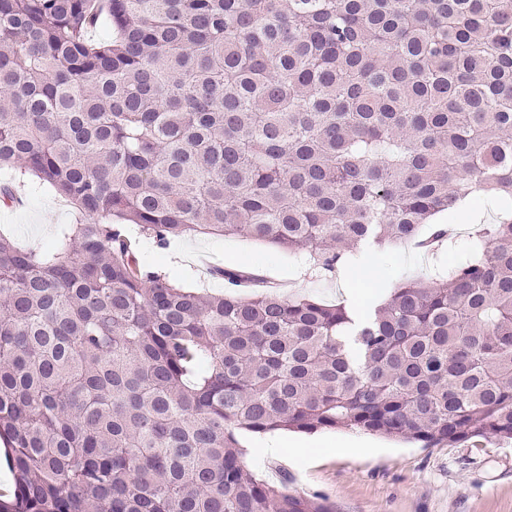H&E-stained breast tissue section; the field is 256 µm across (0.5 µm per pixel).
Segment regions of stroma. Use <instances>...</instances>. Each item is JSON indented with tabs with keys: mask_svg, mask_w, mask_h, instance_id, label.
Instances as JSON below:
<instances>
[{
	"mask_svg": "<svg viewBox=\"0 0 512 512\" xmlns=\"http://www.w3.org/2000/svg\"><path fill=\"white\" fill-rule=\"evenodd\" d=\"M20 204L0 203V232L23 246L52 241L58 225L72 223L74 212L53 189L22 188ZM500 217L490 204L476 200L464 214H439L438 223L456 229L451 249L428 253L410 245L369 252L353 270L327 272L292 253L242 236L189 234L158 249L136 225L127 234L139 240L143 261L164 271L178 285L221 294L225 283L214 267L244 268L263 278L283 299L313 297L368 306L395 283L415 277L443 279L448 267L466 252L481 225ZM245 470L265 482L327 500L336 512H512V440L494 439L454 448L405 443L357 429L340 427L312 433L285 431L298 451L269 452L270 435L236 430Z\"/></svg>",
	"mask_w": 512,
	"mask_h": 512,
	"instance_id": "stroma-1",
	"label": "stroma"
}]
</instances>
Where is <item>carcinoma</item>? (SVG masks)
<instances>
[{"label": "carcinoma", "instance_id": "1", "mask_svg": "<svg viewBox=\"0 0 512 512\" xmlns=\"http://www.w3.org/2000/svg\"><path fill=\"white\" fill-rule=\"evenodd\" d=\"M0 167L75 206L0 235V512H333L237 428L512 439V0H0ZM476 192L469 257L365 313L183 288L119 228L331 271Z\"/></svg>", "mask_w": 512, "mask_h": 512}]
</instances>
